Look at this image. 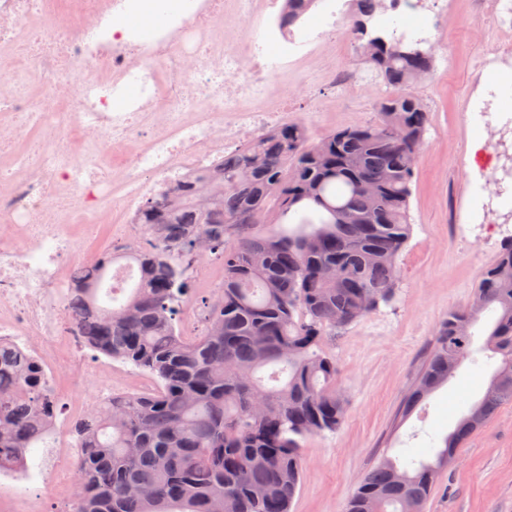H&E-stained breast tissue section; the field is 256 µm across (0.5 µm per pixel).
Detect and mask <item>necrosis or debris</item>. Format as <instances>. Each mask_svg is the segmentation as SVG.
<instances>
[{
	"label": "necrosis or debris",
	"instance_id": "1",
	"mask_svg": "<svg viewBox=\"0 0 512 512\" xmlns=\"http://www.w3.org/2000/svg\"><path fill=\"white\" fill-rule=\"evenodd\" d=\"M279 2L0 0V159L13 170L0 176V343L51 378L65 361L111 379L110 365L88 364L72 310L55 302L78 267V234L108 203L136 209L157 178L237 151L278 122L282 107L265 105L271 77L288 82L291 59L333 43L347 0H321L301 30L246 37ZM447 11V0H418L399 9L400 31L435 38ZM130 15L159 23L120 25ZM84 59L93 76L78 83Z\"/></svg>",
	"mask_w": 512,
	"mask_h": 512
}]
</instances>
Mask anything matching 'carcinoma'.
<instances>
[{
  "instance_id": "carcinoma-1",
  "label": "carcinoma",
  "mask_w": 512,
  "mask_h": 512,
  "mask_svg": "<svg viewBox=\"0 0 512 512\" xmlns=\"http://www.w3.org/2000/svg\"><path fill=\"white\" fill-rule=\"evenodd\" d=\"M353 33L387 11L384 0H351ZM316 0H285L294 26ZM384 31L385 48L363 49L365 62L393 94L375 123L310 139L285 121L210 168L191 171L136 212L155 240L126 253L139 279L117 307L99 303L107 256L81 269L66 299L85 345L148 372V393L114 395L92 416L70 424L78 448V493L71 512H290L300 487L302 439L334 432L345 406L326 332L391 300L398 258L411 234V184L429 113L413 91L433 68L415 42ZM259 210L262 224L247 221ZM210 239L224 260V280L207 302L195 336L175 324L191 293L193 245ZM487 313L485 350L499 364L482 398L443 438L435 461L427 449L385 457L366 474L346 512L422 509L448 456L512 402V243L482 273L470 308L451 311L408 396L407 410L447 383L448 358L472 354L471 328ZM269 368L267 387L257 372ZM266 405L251 414L256 395ZM57 395L41 364L0 345V464L17 463L49 432Z\"/></svg>"
}]
</instances>
